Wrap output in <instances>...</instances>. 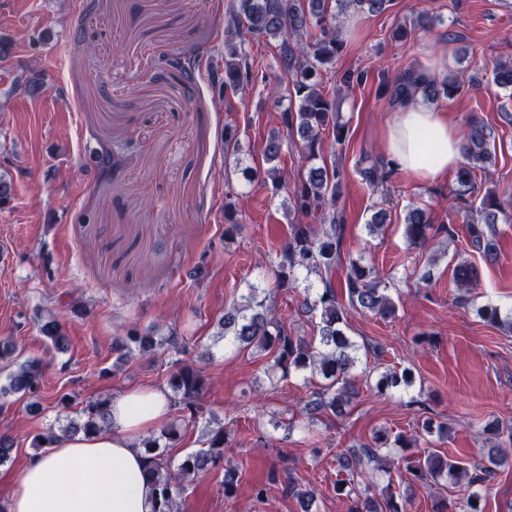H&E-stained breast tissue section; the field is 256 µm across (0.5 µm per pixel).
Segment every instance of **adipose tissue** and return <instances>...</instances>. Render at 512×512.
<instances>
[{"instance_id": "adipose-tissue-1", "label": "adipose tissue", "mask_w": 512, "mask_h": 512, "mask_svg": "<svg viewBox=\"0 0 512 512\" xmlns=\"http://www.w3.org/2000/svg\"><path fill=\"white\" fill-rule=\"evenodd\" d=\"M385 151L422 182L444 177L463 160L461 137L447 114L418 97L397 107ZM168 415V399L155 388L113 400L108 432L59 437L42 457L10 475L9 512H155L145 453L133 442Z\"/></svg>"}]
</instances>
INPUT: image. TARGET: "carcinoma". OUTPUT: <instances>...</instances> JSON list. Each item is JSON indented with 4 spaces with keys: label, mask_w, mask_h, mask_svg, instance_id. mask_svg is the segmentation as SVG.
<instances>
[{
    "label": "carcinoma",
    "mask_w": 512,
    "mask_h": 512,
    "mask_svg": "<svg viewBox=\"0 0 512 512\" xmlns=\"http://www.w3.org/2000/svg\"><path fill=\"white\" fill-rule=\"evenodd\" d=\"M390 0H233L224 30V76L214 75L212 83L222 94L242 91L253 80L251 57L245 48L246 37L256 40L274 38L280 40L279 65L288 82L289 106L280 113L283 131L290 138H298V145L307 161L305 173L294 185L295 212L303 217L318 215L320 224L312 228L307 224L290 225L288 240L276 253L271 263L272 273L280 287H290L299 280V274H315L322 288L313 300L305 302L304 313H319L318 336L306 340L295 336L275 315L264 300L258 299V287H250L245 303L237 304L224 312L219 321L224 342L272 359L269 370L279 371L286 377L293 371H308L326 384L312 392L303 411L312 419L321 414L341 417L353 399L359 396L357 382L369 378L366 371H358L360 354L372 353L382 357L383 349L377 345L360 343L348 332V312H368L382 320H393L398 307L387 292L380 287L376 268L366 262L365 257L348 259L345 277L340 282L345 301H340L332 275L342 264L341 246L345 235L342 212L338 201L342 194V175L338 167L328 165L324 158V135L332 134L336 143L347 138L348 129L340 122L336 97L323 88L320 78L322 69L333 65L345 47L340 36L337 18L353 8L371 14H381L389 7ZM178 80L187 78L195 68V60L178 56L168 61ZM491 83L502 90H512V63H501L493 71ZM461 90L457 76L450 73L441 79L431 78L420 68H408L394 81L393 88H383L394 101L412 98L419 94L424 101L436 105L451 99ZM492 129L478 118H473L462 135L463 154L466 163L456 174L457 188L454 195L456 207L464 211L463 222L472 248L489 261L497 256L496 225L499 216L506 215L504 205L497 193L487 191L479 204L468 200L475 189L476 170L486 168L491 160L490 142ZM283 142L277 135L270 137L264 147L265 160L271 166L263 172L245 175L248 181L257 178L271 184L275 190L283 182V169L274 164L282 154ZM387 163L375 159L361 168L362 178L373 184L383 182ZM224 219L227 227L224 236H229L238 227L237 202L228 194L224 203ZM431 224L424 211L414 209L407 215L404 224L405 238L413 245L426 247L429 244ZM452 278L460 288H475L479 282L478 268L460 262L452 268ZM484 320L512 330V312L501 315L495 305H484L478 309ZM43 335L60 350L66 337L61 325L50 319L42 326ZM126 349V358L137 352L150 351L164 345L179 352L184 344L173 330L160 337L154 331L130 328L121 338ZM42 372L33 361L17 363L7 376V385H0V395L21 394L33 397L39 390ZM173 405L177 406L188 421L197 419V401L205 390L202 372L189 363L176 367L169 377ZM414 384V376L408 368L398 373H384L375 384L378 393L392 388L408 389ZM112 398H101L89 402L81 409L82 419L73 424L75 432L85 434L104 433L110 429L109 409ZM447 432V427L434 425L426 419L421 431L409 437L399 433L393 443H388L385 430L374 433L370 441L346 453L336 455L338 471L344 478L336 483V494L351 501L349 512H402L395 501V492L388 490L386 497L378 501L363 495L358 478L370 467L378 472H388L391 447L413 448L418 442L433 433ZM169 446H176L180 429L171 424L161 429L160 438H146L140 445L147 448L146 469L155 486L157 512H180L178 500L180 484L186 478L201 474L218 466L224 460L225 432L220 427L210 431L206 447L188 452L176 469L160 452L159 439ZM508 462L500 448L490 449L487 462L468 467L460 460L428 448L410 461L407 471L411 479L423 484H440L448 479L465 481L470 489L468 496L457 502L442 498L435 502L433 512H484L479 486L487 484L496 473V467Z\"/></svg>",
    "instance_id": "1"
}]
</instances>
